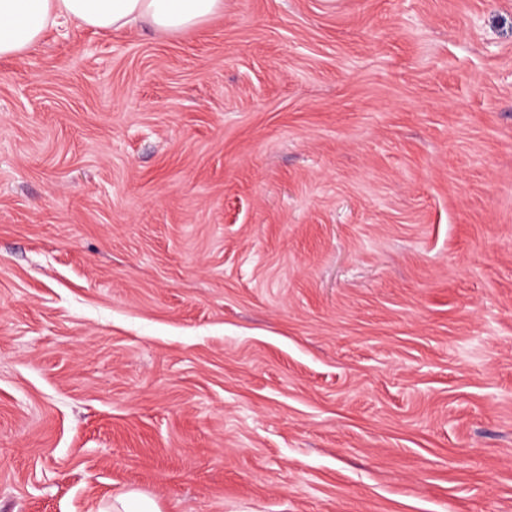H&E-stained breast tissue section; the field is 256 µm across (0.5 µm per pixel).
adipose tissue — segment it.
<instances>
[{
	"label": "adipose tissue",
	"instance_id": "1",
	"mask_svg": "<svg viewBox=\"0 0 512 512\" xmlns=\"http://www.w3.org/2000/svg\"><path fill=\"white\" fill-rule=\"evenodd\" d=\"M223 10L224 0H0V58L22 56L56 27L110 32L141 21L174 34Z\"/></svg>",
	"mask_w": 512,
	"mask_h": 512
}]
</instances>
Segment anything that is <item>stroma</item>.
<instances>
[{"mask_svg": "<svg viewBox=\"0 0 512 512\" xmlns=\"http://www.w3.org/2000/svg\"><path fill=\"white\" fill-rule=\"evenodd\" d=\"M512 512V0H224L0 60V512ZM161 512L158 502L151 496L138 490H128L116 496L111 503L101 507L98 512Z\"/></svg>", "mask_w": 512, "mask_h": 512, "instance_id": "1", "label": "stroma"}]
</instances>
